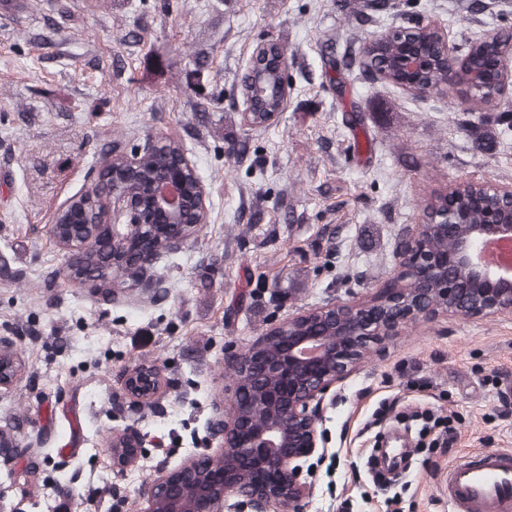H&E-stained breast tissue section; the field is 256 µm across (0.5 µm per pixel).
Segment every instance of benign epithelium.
<instances>
[{
	"mask_svg": "<svg viewBox=\"0 0 512 512\" xmlns=\"http://www.w3.org/2000/svg\"><path fill=\"white\" fill-rule=\"evenodd\" d=\"M429 27L438 31L447 47L438 59L446 73L445 81L435 86L421 80L428 67L424 54L410 45V31L394 29L388 35L401 43L395 60V67L402 73L397 86L420 96L448 88L458 89L463 98L471 96L475 88L466 80L467 56L457 54L440 25L431 23ZM480 44L493 52L502 98L512 91V80L508 78L512 35L506 38L501 31L493 32L483 37ZM248 66L250 82L260 84L274 75L277 96L286 98L288 81L283 73L288 62L283 56H273L259 44L253 49ZM152 187L151 217L164 232V245L178 250L187 241L190 228L179 218L190 210L206 212L203 182L196 179L195 195L191 197L177 178L154 182ZM121 223L132 230L144 229L150 220L144 218L138 201L114 196L105 222L94 227L81 225L78 235L69 224L53 223L49 225V234L72 258L94 243L107 252L112 268L121 269L128 250L139 244L131 233L117 231L116 225ZM453 230V248L440 257L427 248L424 225H417L406 236L399 270L372 300H333L304 310L275 326L244 353L232 355L244 371L251 363L265 371L269 385L264 388V401L272 414L259 421L240 412L233 403L213 408L205 424L202 448L177 468L170 469L162 461L156 464L146 491L148 512H155V495L160 488L173 490L167 495L166 512H186L184 495L188 491L195 496L191 512H224V500L230 493L236 497L230 504L234 512H300L301 502L314 492L302 461L324 447V437L318 429L321 407L325 401L333 400L336 389L357 372L371 344L397 336L409 323L432 320L441 312L469 319L512 315V269L502 271L478 259L483 243L512 240V219L458 224ZM441 261L454 267L458 275L448 279L447 287L437 289L424 274ZM408 283L413 287H406ZM437 293L448 304L437 306L429 302ZM12 345V338L0 336V390L13 386L22 374V364L9 355ZM122 385L135 402L151 399L160 390V372L152 366H141L125 374ZM142 448L143 436L132 425L112 441L111 454L117 459L115 478H122L125 469L137 462ZM203 457L223 458L224 468L202 478L197 460ZM256 458L278 469L279 478L271 486L251 490L246 483L250 463Z\"/></svg>",
	"mask_w": 512,
	"mask_h": 512,
	"instance_id": "benign-epithelium-1",
	"label": "benign epithelium"
}]
</instances>
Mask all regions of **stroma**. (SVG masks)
I'll use <instances>...</instances> for the list:
<instances>
[{
  "mask_svg": "<svg viewBox=\"0 0 512 512\" xmlns=\"http://www.w3.org/2000/svg\"><path fill=\"white\" fill-rule=\"evenodd\" d=\"M65 2L54 31L47 0L0 12V336L15 337L25 367L0 391V431L22 449L0 461V512H146L157 461L178 467L213 403L233 397L225 350L244 353L326 301L373 298L398 269L404 230L453 181L512 184V126L486 112L478 141L455 92L416 96L362 65L365 42L392 25L441 24L466 53L512 30V0H484L478 14L469 0ZM272 38L288 97L274 123L254 127L241 79ZM352 105L368 131L360 140ZM149 138L183 145L207 191L206 223L157 258L162 297L116 275L103 288L72 284L49 225L91 183L103 144ZM140 366L162 385L135 410L119 378ZM418 410L451 422L452 447L420 444ZM129 425L145 454L118 479L109 445ZM396 427L412 439L393 488L405 512H448L451 464L512 450V318L443 313L368 352L324 407L327 454L302 512H385L367 461Z\"/></svg>",
  "mask_w": 512,
  "mask_h": 512,
  "instance_id": "35a3bbf8",
  "label": "stroma"
}]
</instances>
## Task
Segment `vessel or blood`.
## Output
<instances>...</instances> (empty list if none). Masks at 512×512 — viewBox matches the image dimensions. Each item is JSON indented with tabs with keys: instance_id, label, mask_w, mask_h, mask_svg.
I'll return each instance as SVG.
<instances>
[{
	"instance_id": "1",
	"label": "vessel or blood",
	"mask_w": 512,
	"mask_h": 512,
	"mask_svg": "<svg viewBox=\"0 0 512 512\" xmlns=\"http://www.w3.org/2000/svg\"><path fill=\"white\" fill-rule=\"evenodd\" d=\"M448 512H512V453L481 451L448 471Z\"/></svg>"
}]
</instances>
